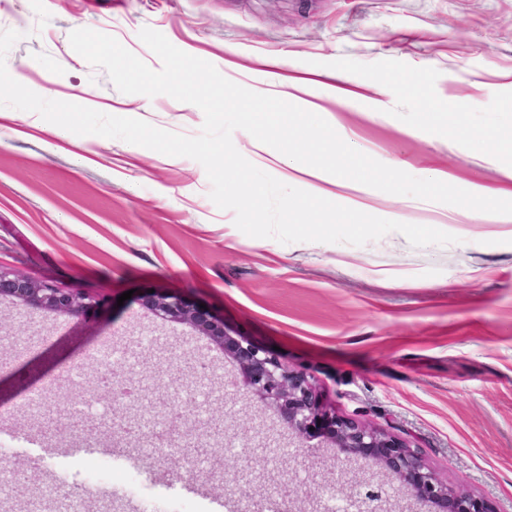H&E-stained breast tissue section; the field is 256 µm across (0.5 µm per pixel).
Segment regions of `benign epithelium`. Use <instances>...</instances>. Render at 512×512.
<instances>
[{
  "label": "benign epithelium",
  "mask_w": 512,
  "mask_h": 512,
  "mask_svg": "<svg viewBox=\"0 0 512 512\" xmlns=\"http://www.w3.org/2000/svg\"><path fill=\"white\" fill-rule=\"evenodd\" d=\"M43 313L80 319L103 304L78 288L58 287L0 267V299ZM140 305L170 323L191 326L230 358L237 375L230 384L249 392L277 411L279 430L304 439L319 433L337 449L336 462L352 465L337 496L360 512H492L488 504L463 489H453L399 439L364 422L328 413L303 370L285 366L271 351L242 336L230 335L224 320L176 293H144ZM321 496L296 500L291 512H323Z\"/></svg>",
  "instance_id": "7a95c632"
}]
</instances>
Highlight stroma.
Returning <instances> with one entry per match:
<instances>
[{
	"label": "stroma",
	"instance_id": "obj_1",
	"mask_svg": "<svg viewBox=\"0 0 512 512\" xmlns=\"http://www.w3.org/2000/svg\"><path fill=\"white\" fill-rule=\"evenodd\" d=\"M115 37L152 69L140 40L149 27L255 92L283 95L270 71L305 79L288 100L317 112L359 151L414 177L437 169L461 189L512 187V156L490 134H512V0H0V31L21 32L6 55L40 96L155 127L198 135L204 114L160 94H124L71 47L78 25ZM344 89L341 97L323 88ZM459 113L426 111L427 101ZM37 113L0 106V265L38 280L74 283L106 305L84 319L0 302V466L36 483L61 478L81 495L88 456L78 428L44 437L24 403L50 389V408L81 417L99 382L71 387L86 355L138 363L144 409H178V394L207 364L223 395L197 424L220 451L223 472L193 478L208 507L230 500L240 469L315 492L309 447L251 435L277 415L242 388L219 349L186 325L144 310L148 290L206 305L226 330L277 349L305 368L337 415L371 424L414 448L450 486L512 512V215L487 214L367 187L337 185L288 168L282 155L241 132L236 149L278 180L365 213L427 225L456 244L413 247L399 233L363 246L283 244L252 238L210 199L204 167L187 157L98 135L72 146L45 133ZM133 298H126V291ZM115 432L94 439L99 458L138 473L148 496L177 498L189 456H143ZM234 434L225 451L216 432Z\"/></svg>",
	"mask_w": 512,
	"mask_h": 512
}]
</instances>
